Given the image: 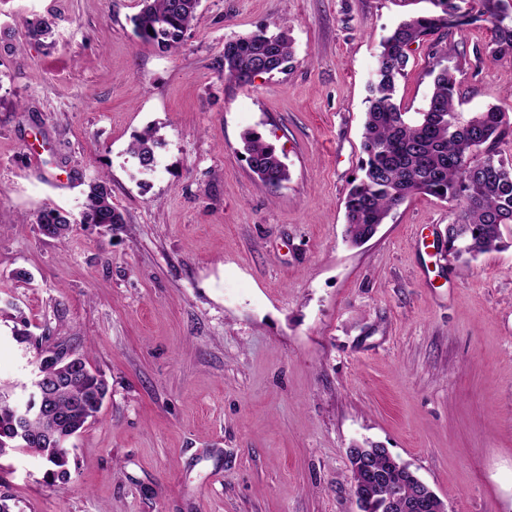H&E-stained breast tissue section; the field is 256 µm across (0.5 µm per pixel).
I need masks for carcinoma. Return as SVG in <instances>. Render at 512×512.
<instances>
[{
    "label": "carcinoma",
    "instance_id": "1",
    "mask_svg": "<svg viewBox=\"0 0 512 512\" xmlns=\"http://www.w3.org/2000/svg\"><path fill=\"white\" fill-rule=\"evenodd\" d=\"M464 2L479 4L474 20L487 22L493 30L486 54L493 59L511 57L512 0ZM436 4L439 12L402 20L380 42L362 133L366 158L361 177L345 197L344 214L350 240L360 244L373 237L409 197L424 194L445 201L452 207L446 251L467 263L505 247L502 228L512 224V158L502 156L497 145L512 123L496 106L467 114L459 111L456 78L445 65L447 54L440 50L435 51L436 61L429 70L433 91L425 108L414 113L401 108L396 86L407 75L411 46L463 24L471 15L460 11L454 0H436ZM199 5L200 0H142L133 18L134 32L163 51L175 50L196 19ZM292 59L291 40L282 30L259 29L224 42V76L240 84L282 72ZM160 146L149 129L131 144L141 172L153 170ZM243 150L262 183L278 187L288 181V167L261 134L247 133ZM82 223L96 227L124 223L122 212L112 205L107 178L100 176L88 184ZM36 225L42 236L59 241L71 232L68 217L55 208L41 210ZM34 364L38 380L48 388L44 406L27 414L21 436V408L0 390V453L9 448L31 452L43 460L49 475L65 484L70 477L67 444L97 420L108 386L86 354L76 350L40 342ZM349 461L351 480L365 494L362 512H378L394 491L409 500L425 490L415 472L398 468L394 457L371 442L353 446Z\"/></svg>",
    "mask_w": 512,
    "mask_h": 512
}]
</instances>
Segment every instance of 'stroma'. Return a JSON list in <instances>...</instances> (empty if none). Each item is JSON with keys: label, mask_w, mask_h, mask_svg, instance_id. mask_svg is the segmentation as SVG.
<instances>
[{"label": "stroma", "mask_w": 512, "mask_h": 512, "mask_svg": "<svg viewBox=\"0 0 512 512\" xmlns=\"http://www.w3.org/2000/svg\"><path fill=\"white\" fill-rule=\"evenodd\" d=\"M432 8L201 0L166 52L134 32L141 0H0V384L25 406L26 331L88 352L109 385L65 485L0 457L10 512H357L347 451L365 440L448 512H512V226L464 267L433 254L448 204L415 195L346 238L379 42ZM40 16L52 35H29ZM262 27L288 29V70L226 79L225 41ZM491 39L477 21L414 47L398 102L426 106L440 46L463 111L512 113ZM149 128L163 145L142 173L129 148ZM248 131L287 165L280 187L243 159ZM100 175L125 217L110 228L80 221ZM46 205L69 241L38 234Z\"/></svg>", "instance_id": "35a3bbf8"}]
</instances>
